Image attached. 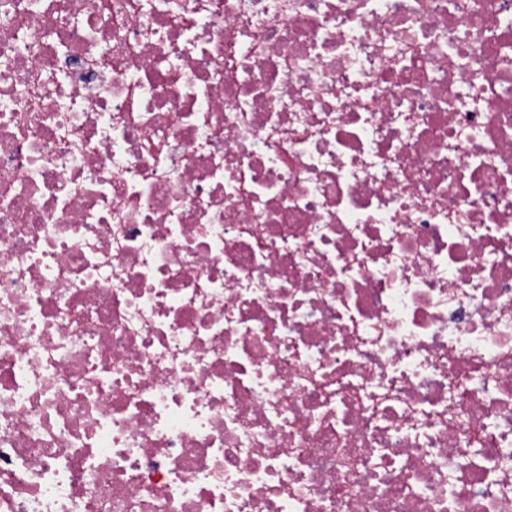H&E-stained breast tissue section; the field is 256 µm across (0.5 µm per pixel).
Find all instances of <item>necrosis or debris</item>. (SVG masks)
Wrapping results in <instances>:
<instances>
[{"mask_svg":"<svg viewBox=\"0 0 512 512\" xmlns=\"http://www.w3.org/2000/svg\"><path fill=\"white\" fill-rule=\"evenodd\" d=\"M0 512H512V0H0Z\"/></svg>","mask_w":512,"mask_h":512,"instance_id":"necrosis-or-debris-1","label":"necrosis or debris"}]
</instances>
